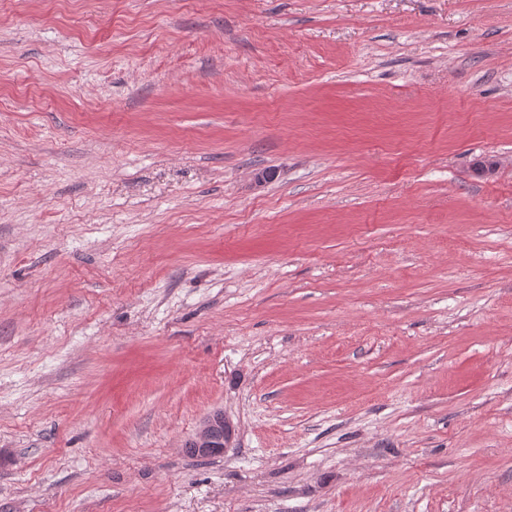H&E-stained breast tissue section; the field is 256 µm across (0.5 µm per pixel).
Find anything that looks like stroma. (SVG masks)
<instances>
[{
  "label": "stroma",
  "instance_id": "35a3bbf8",
  "mask_svg": "<svg viewBox=\"0 0 512 512\" xmlns=\"http://www.w3.org/2000/svg\"><path fill=\"white\" fill-rule=\"evenodd\" d=\"M0 512H512V0H0ZM232 435V426L224 419V413L214 411L203 420L195 435L190 439L191 447L198 456L208 458L218 457L221 455L217 454H223L226 448H228L232 440ZM191 447L188 446L187 442L185 447L187 448V453L197 458L191 451Z\"/></svg>",
  "mask_w": 512,
  "mask_h": 512
}]
</instances>
